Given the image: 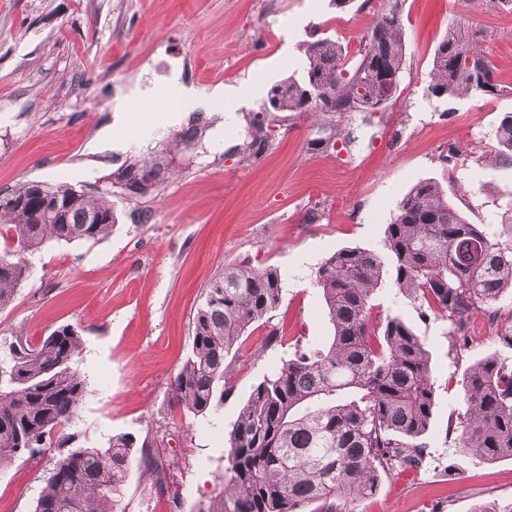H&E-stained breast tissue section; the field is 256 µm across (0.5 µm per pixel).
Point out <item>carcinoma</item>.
Returning <instances> with one entry per match:
<instances>
[{"instance_id":"carcinoma-1","label":"carcinoma","mask_w":512,"mask_h":512,"mask_svg":"<svg viewBox=\"0 0 512 512\" xmlns=\"http://www.w3.org/2000/svg\"><path fill=\"white\" fill-rule=\"evenodd\" d=\"M302 50L300 75L273 84L268 106L250 120L243 159L269 148L270 111L313 113L308 148L326 152L350 138L344 120L361 91L394 97L406 55L399 0H382L356 41L325 37ZM426 92L447 102L504 92L464 20L452 22L438 43ZM494 153L497 163L512 165V115L496 128ZM57 192L59 210L42 217ZM10 196L0 200V310L27 279L28 255L50 240L99 242L116 223L106 189L30 181ZM387 283L421 313L448 321L451 350L469 343L475 311L491 336L512 347V201L494 223L473 224L439 182L423 180L400 201L382 250L346 246L323 260L314 285L331 334L321 346L296 345L252 387L224 432L219 492L197 512H354L384 478L421 467L435 408L431 355L400 313L372 318ZM282 297L278 267H222L193 313L191 350L170 383L173 402L211 421L232 391L236 353L270 323ZM8 350V364H0V469L42 448L67 449L32 512H116L135 460L164 485L167 469L137 450L133 436L85 447L67 432L88 393L83 343L72 325L35 345L17 336ZM454 430L459 452L476 461L512 458V362L487 356L466 370Z\"/></svg>"}]
</instances>
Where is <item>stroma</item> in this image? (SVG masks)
<instances>
[{"mask_svg":"<svg viewBox=\"0 0 512 512\" xmlns=\"http://www.w3.org/2000/svg\"><path fill=\"white\" fill-rule=\"evenodd\" d=\"M380 6L330 0H0V194L26 181L73 186L116 178L129 162L164 163L158 191L132 200L115 188L117 221L96 243L48 242L30 256V275L0 311V359L6 337L37 343L63 324L80 333V367L88 393L71 426L81 444L105 445L132 434L158 462H176L165 492L132 468L122 512H195L217 494L224 468V429L251 387L295 342L320 345L330 334L313 285L325 257L347 245L381 248L404 194L432 179L470 221L486 223L512 201V166L481 156L504 115L512 113V0L465 13L504 92L452 103L427 97L434 51L461 13L458 0H401L406 56L400 88L385 111L348 119L352 141L311 154L305 117L271 116L274 136L259 158L244 160L248 121L271 85L300 68L299 43L329 36L347 42L365 31ZM199 95L249 80L253 97L234 126L214 131L203 113L163 133L174 103L159 93L170 79ZM121 148L88 154L103 128ZM224 140L214 148L215 137ZM462 155L456 171L440 160ZM316 221H308L310 209ZM277 266L282 303L266 346L255 329L242 349L218 416L208 424L170 401L169 384L190 350V320L208 280L224 265ZM378 314L400 311L431 353L436 411L424 437L425 461L386 481L356 512H478L512 504V459L475 464L448 433L461 409L466 369L484 356L511 362L512 348L484 329L482 314L458 358L447 321L424 319L392 288ZM55 450L27 455L0 470V512H32Z\"/></svg>","mask_w":512,"mask_h":512,"instance_id":"obj_1","label":"stroma"}]
</instances>
